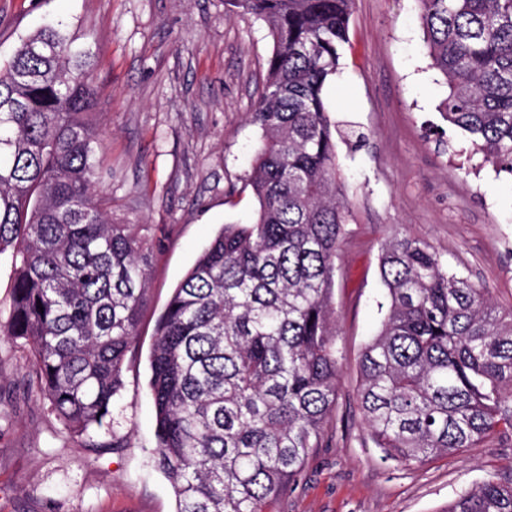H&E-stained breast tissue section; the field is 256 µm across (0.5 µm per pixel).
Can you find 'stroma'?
<instances>
[{
	"instance_id": "1",
	"label": "stroma",
	"mask_w": 512,
	"mask_h": 512,
	"mask_svg": "<svg viewBox=\"0 0 512 512\" xmlns=\"http://www.w3.org/2000/svg\"><path fill=\"white\" fill-rule=\"evenodd\" d=\"M416 0H353L342 69L326 86L336 165L350 217L336 256L333 306L343 369L326 445L311 449L271 512H442L463 489L512 467V440L404 465L383 459L356 401L357 362L384 317L382 245L429 242L512 309V178L466 158L438 111ZM48 22L87 51L113 220L156 243L124 389L111 416L126 448L67 442L28 393L22 349L0 335V512H174L153 458L148 356L174 288L223 225L250 224L245 188L261 132L248 120L266 76L265 24L226 0H0V63Z\"/></svg>"
}]
</instances>
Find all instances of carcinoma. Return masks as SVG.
I'll list each match as a JSON object with an SVG mask.
<instances>
[{
    "mask_svg": "<svg viewBox=\"0 0 512 512\" xmlns=\"http://www.w3.org/2000/svg\"><path fill=\"white\" fill-rule=\"evenodd\" d=\"M273 49L250 122L246 180L259 209L226 224L175 289L150 350L154 464L176 512H268L323 446L342 357L331 306L349 207L324 100L349 43L353 0H229ZM440 111L512 177V0H417ZM61 26L0 66V257L11 260L6 335L28 350L31 393L83 448L109 431L124 387L154 245L98 197L97 93ZM381 329L358 363L356 400L384 457L406 465L512 436V310L425 240L381 249ZM42 308H37V304ZM445 512H512V473L462 490Z\"/></svg>",
    "mask_w": 512,
    "mask_h": 512,
    "instance_id": "carcinoma-1",
    "label": "carcinoma"
}]
</instances>
